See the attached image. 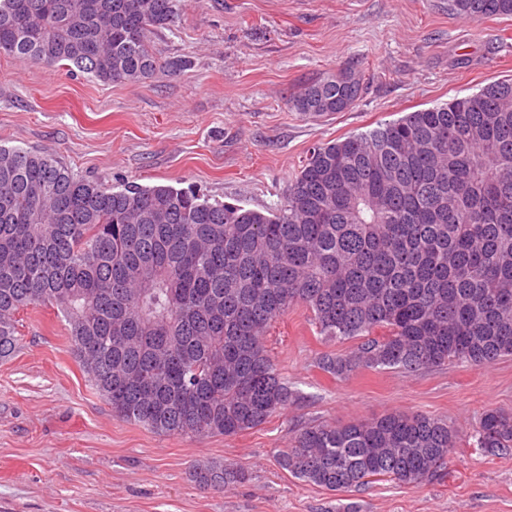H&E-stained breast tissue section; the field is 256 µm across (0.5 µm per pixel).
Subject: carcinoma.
<instances>
[{
    "label": "carcinoma",
    "mask_w": 512,
    "mask_h": 512,
    "mask_svg": "<svg viewBox=\"0 0 512 512\" xmlns=\"http://www.w3.org/2000/svg\"><path fill=\"white\" fill-rule=\"evenodd\" d=\"M175 2L0 0V53L146 82L150 35ZM450 9L512 17V0ZM361 91L345 67L293 107L345 112ZM42 305L66 320L69 351L112 413L166 436H234L293 404L264 338L299 306L324 337L358 340L320 358L332 376L512 356V80L312 147L264 211L171 185L116 189L0 146V359L19 347V312ZM457 437L445 419L390 412L308 424L278 461L330 491L415 485L439 475ZM475 438L489 456L511 452L512 416L486 410ZM191 478L228 491L249 472L208 461Z\"/></svg>",
    "instance_id": "obj_1"
}]
</instances>
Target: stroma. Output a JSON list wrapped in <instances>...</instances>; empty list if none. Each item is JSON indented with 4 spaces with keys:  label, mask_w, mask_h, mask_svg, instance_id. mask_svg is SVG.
<instances>
[{
    "label": "stroma",
    "mask_w": 512,
    "mask_h": 512,
    "mask_svg": "<svg viewBox=\"0 0 512 512\" xmlns=\"http://www.w3.org/2000/svg\"><path fill=\"white\" fill-rule=\"evenodd\" d=\"M511 44L512 17L471 21L448 0H178L151 37L159 68L144 83L0 55V145L51 154L112 187L191 186L264 210L283 202L309 148L511 80ZM180 58L189 66L170 71ZM347 66L364 81L353 108L294 110L305 84ZM19 320V349L0 360V512H512V454L488 456L472 436L485 410L512 413V356L334 377L320 356L348 353L353 341L324 339L297 307L265 340L298 400L258 428L193 440L115 417L70 353L56 309L28 308ZM394 411L459 430L441 478L333 492L277 461L307 424ZM205 460L238 463L251 478L201 490L189 471Z\"/></svg>",
    "instance_id": "obj_1"
}]
</instances>
